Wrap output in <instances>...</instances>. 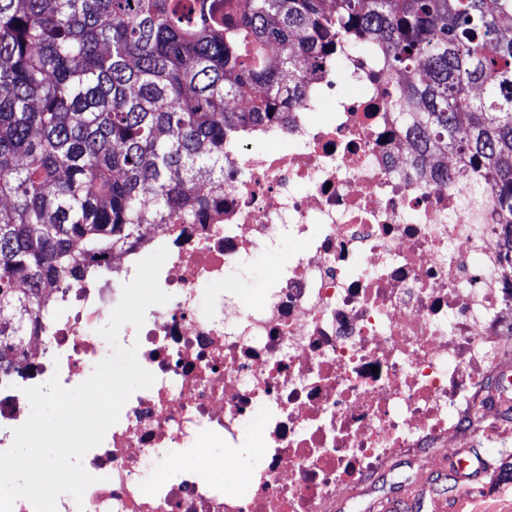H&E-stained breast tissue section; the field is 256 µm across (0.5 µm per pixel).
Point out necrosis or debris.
I'll return each instance as SVG.
<instances>
[{
    "mask_svg": "<svg viewBox=\"0 0 512 512\" xmlns=\"http://www.w3.org/2000/svg\"><path fill=\"white\" fill-rule=\"evenodd\" d=\"M357 93H337L339 77ZM373 54L328 47L300 102L224 152V192L198 224H165L59 290L53 316L0 372V451L31 414L24 390L86 381L112 347L100 330L120 286L168 250L160 288L123 341L155 377L86 453L95 483L57 512H326L392 456L435 457L480 419L512 319L507 231L474 161L415 160ZM297 249L260 301L233 275L283 241ZM213 292L217 308L205 309ZM255 431L247 497L196 464Z\"/></svg>",
    "mask_w": 512,
    "mask_h": 512,
    "instance_id": "1",
    "label": "necrosis or debris"
}]
</instances>
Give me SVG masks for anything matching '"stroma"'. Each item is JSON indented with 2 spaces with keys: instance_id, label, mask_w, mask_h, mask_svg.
I'll return each instance as SVG.
<instances>
[{
  "instance_id": "stroma-1",
  "label": "stroma",
  "mask_w": 512,
  "mask_h": 512,
  "mask_svg": "<svg viewBox=\"0 0 512 512\" xmlns=\"http://www.w3.org/2000/svg\"><path fill=\"white\" fill-rule=\"evenodd\" d=\"M288 244L259 257L236 274L235 282L244 292L261 297L275 274L288 262ZM503 408L492 424L472 429L459 439H449V450L463 453L468 460H481L474 480L457 482L452 471H432L426 458L412 454L393 457L386 472L372 483L337 495V512H379L390 497L414 492L403 512H432L433 501L446 499L447 512H512V399L501 388H492Z\"/></svg>"
}]
</instances>
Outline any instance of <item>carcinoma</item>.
I'll return each mask as SVG.
<instances>
[{
    "label": "carcinoma",
    "instance_id": "cac0c4a2",
    "mask_svg": "<svg viewBox=\"0 0 512 512\" xmlns=\"http://www.w3.org/2000/svg\"><path fill=\"white\" fill-rule=\"evenodd\" d=\"M358 38L419 150L477 159L512 229V0H0V367L81 262L199 223L224 145Z\"/></svg>",
    "mask_w": 512,
    "mask_h": 512
}]
</instances>
